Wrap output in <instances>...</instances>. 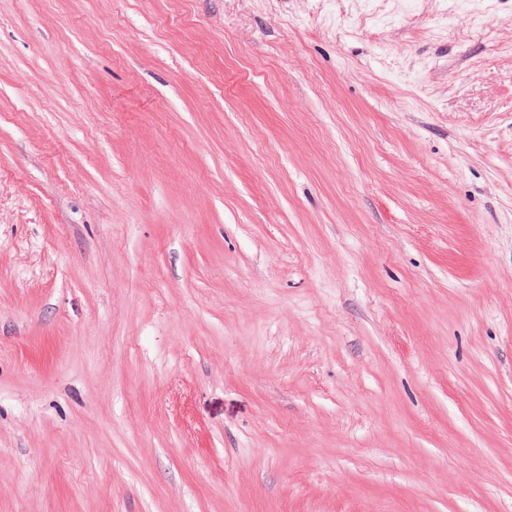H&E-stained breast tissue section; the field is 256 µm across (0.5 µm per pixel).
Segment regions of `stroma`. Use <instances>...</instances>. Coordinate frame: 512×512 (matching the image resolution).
I'll return each instance as SVG.
<instances>
[{
  "label": "stroma",
  "instance_id": "35a3bbf8",
  "mask_svg": "<svg viewBox=\"0 0 512 512\" xmlns=\"http://www.w3.org/2000/svg\"><path fill=\"white\" fill-rule=\"evenodd\" d=\"M0 512H512V0H0Z\"/></svg>",
  "mask_w": 512,
  "mask_h": 512
}]
</instances>
